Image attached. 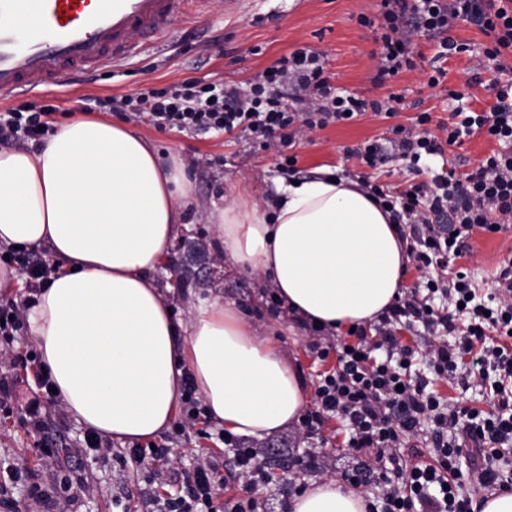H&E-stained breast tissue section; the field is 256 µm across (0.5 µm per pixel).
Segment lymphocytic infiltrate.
Here are the masks:
<instances>
[{"label":"lymphocytic infiltrate","instance_id":"f902f5d3","mask_svg":"<svg viewBox=\"0 0 512 512\" xmlns=\"http://www.w3.org/2000/svg\"><path fill=\"white\" fill-rule=\"evenodd\" d=\"M384 32L376 53L373 80L382 84L399 73L414 69L412 38L418 34L441 36L443 54L465 51L464 43L450 32L461 21L469 22L493 44L484 48L494 61L512 50V0H380ZM322 53L298 48L281 56L249 89L215 80H192L162 89H142L115 96L105 105L129 119L150 118L154 127L194 134L222 135L241 131L279 158L282 174L296 171L297 158L290 152L297 141L328 126L355 120L373 111L392 116L400 96L367 101L329 83ZM497 103L492 111L475 112L464 105V96L449 91L458 104V119L448 127L446 141L431 138L424 126L429 113L417 117L418 130L395 126L389 144L376 141L352 149V156L368 166H377L385 151H392L412 164L442 154L443 144H459L482 133L499 144L496 152L481 159L473 172L457 179L435 176L432 182L411 186L393 210L396 224H418L428 235L423 249L411 252L416 270L429 268L434 258L446 253L454 258L470 256L469 240L474 233L496 234L512 230V79L494 81ZM52 106L32 110L8 109L0 113V146L20 141L42 145L52 127ZM493 305L474 302L476 287L464 272L452 283L427 281L430 293L440 294L448 308L415 307L412 298L397 300L385 314L384 324L417 312L429 326L442 327L428 361L430 375L412 372L415 352L400 345L388 329L381 337L369 336L366 328L355 331L348 349L338 352L335 368L322 373L315 391V407L304 414L308 429L320 428L338 419L350 448L376 451L380 493L367 512H474L473 497L463 490L461 467L469 465L480 473L483 491L512 489V474L494 464L503 445L512 442V391L498 387L492 410L479 411L442 400L433 389L434 378L450 376L463 356H470V373L486 380L490 369L512 379V270H501ZM496 333L500 342L488 346L486 336ZM459 334L449 344L450 334ZM430 432L434 455L431 462L415 461L403 467L396 455L401 436ZM223 443L232 453L233 475L221 473L214 458L204 457L183 470V495L168 502L169 512H254L251 500L224 497L229 481L255 485L266 481L264 465L256 446L226 434ZM353 468L344 479L351 485L367 482L370 474Z\"/></svg>","mask_w":512,"mask_h":512}]
</instances>
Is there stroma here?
I'll use <instances>...</instances> for the list:
<instances>
[{"instance_id":"1","label":"stroma","mask_w":512,"mask_h":512,"mask_svg":"<svg viewBox=\"0 0 512 512\" xmlns=\"http://www.w3.org/2000/svg\"><path fill=\"white\" fill-rule=\"evenodd\" d=\"M377 4L378 0H241L231 9L225 0H210L202 13L178 18L169 40L148 43L138 56L120 66L83 75L72 83L18 93L8 103L0 102V112L9 106L50 103L58 107L53 121L62 123L100 117L99 99L143 88L211 78L246 89L275 60L306 45L325 53V71L332 85L370 101L386 99L393 93L402 95L404 101L396 116L369 111L355 121L318 131L312 141L297 144L293 153L300 177L308 178L330 168L354 180L369 176L371 182L397 195L418 179H431L444 169L459 174L473 171L481 158L497 148L495 141L482 134L465 139L462 145L445 147L443 155L422 159L417 174L408 161L397 157L373 170L359 160L346 159V149L389 138L395 125L414 127L419 113H430L428 128L432 131L438 124L450 122L449 91L463 92L468 105L479 112L490 110L495 102L491 84L498 73L481 53L491 39L466 22L456 25L452 35L469 44V51L441 58L434 40L418 37L415 69L402 73L396 81L374 84L373 54L383 29L378 24L362 26L358 18L363 14L377 17ZM438 68L445 77L439 86L429 87L427 80ZM134 128L154 143L161 155H178L189 165L192 201L184 214V227L169 257L155 273L174 318L188 321L198 299L215 295L247 309L257 329H265L269 319H276L280 332L275 345L296 358L306 384L316 388L320 373L335 367L336 360L331 356L318 361L313 343H321L332 352L347 341V333H317L299 325L257 275L239 272L224 263L218 231L205 221L208 212L238 193L250 196L259 205L271 204L276 184L283 179L275 153L234 133L192 136L157 129L146 118ZM201 155L209 158V165L191 166V159ZM469 244L472 259L449 262L448 270L453 273L467 268L478 300L484 301L493 294L500 271L512 261V234L476 233ZM466 375L465 368H458L454 380L437 382L436 392L448 402L490 410L494 403L492 389L467 383ZM219 430L207 414H200L192 429L181 433L172 427L159 436V443L170 450L167 459L138 464L113 455L72 457V448L82 443L85 433L84 425L73 416L48 420L44 431L36 432L26 424L24 411H14L8 418L0 415V512H18L9 506V499H27L48 473L61 484L87 486V493L76 500L74 512H161L164 497L181 493L175 473L193 465L203 450L219 447ZM321 434L331 440L324 452L331 456L332 468L310 465L304 450L311 441L304 428L297 425L261 439L260 460L267 468L269 481L250 488L238 483L229 485L227 496L254 499L257 512H289L290 500L310 483L336 480L359 464H374L373 449L342 451L345 434L337 420H329ZM47 439L53 443L49 455L41 451ZM285 472L290 475L286 482L280 479Z\"/></svg>"}]
</instances>
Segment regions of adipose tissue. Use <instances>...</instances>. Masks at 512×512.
Masks as SVG:
<instances>
[{"mask_svg":"<svg viewBox=\"0 0 512 512\" xmlns=\"http://www.w3.org/2000/svg\"><path fill=\"white\" fill-rule=\"evenodd\" d=\"M190 202L182 161L107 119L58 125L33 151L0 149V245L42 247L62 263L26 312L41 366L72 416L122 443L167 430L188 380L211 420L238 436L297 425L309 401L294 358L236 302L211 297L174 322L154 274ZM207 221L226 264L258 274L318 328L377 321L409 261L391 213L330 170L280 186L269 209L238 195ZM289 510L366 512V501L326 481Z\"/></svg>","mask_w":512,"mask_h":512,"instance_id":"adipose-tissue-1","label":"adipose tissue"}]
</instances>
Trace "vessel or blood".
I'll return each instance as SVG.
<instances>
[{
	"label": "vessel or blood",
	"instance_id": "vessel-or-blood-1",
	"mask_svg": "<svg viewBox=\"0 0 512 512\" xmlns=\"http://www.w3.org/2000/svg\"><path fill=\"white\" fill-rule=\"evenodd\" d=\"M203 0H0V97L59 85L167 39Z\"/></svg>",
	"mask_w": 512,
	"mask_h": 512
}]
</instances>
